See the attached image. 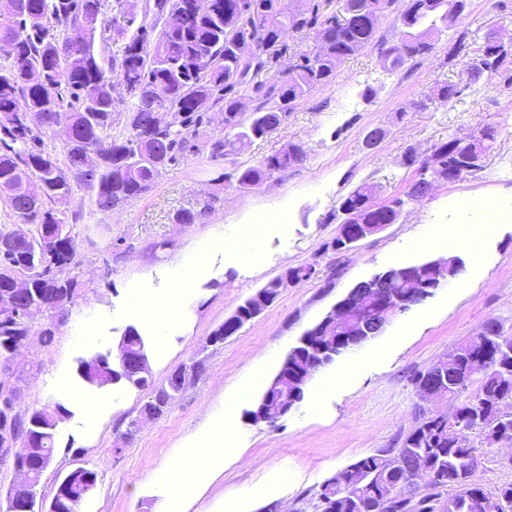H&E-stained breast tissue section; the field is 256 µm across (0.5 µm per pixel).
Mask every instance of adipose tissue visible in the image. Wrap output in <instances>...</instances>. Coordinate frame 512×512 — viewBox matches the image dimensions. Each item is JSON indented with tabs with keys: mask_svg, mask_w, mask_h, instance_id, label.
<instances>
[{
	"mask_svg": "<svg viewBox=\"0 0 512 512\" xmlns=\"http://www.w3.org/2000/svg\"><path fill=\"white\" fill-rule=\"evenodd\" d=\"M483 217L472 204L456 202L448 212V224L440 229L436 238L440 247L448 252L472 247L476 238L470 231L471 225L482 223ZM188 289L175 286L163 293L142 288L135 294L134 310L149 306V317L155 337L167 341L172 329L180 324L185 315V303ZM236 417L233 411H225L222 419L217 420L203 440L202 447L183 449L173 465L174 480L179 497L193 495L200 482L221 469L226 457L235 451Z\"/></svg>",
	"mask_w": 512,
	"mask_h": 512,
	"instance_id": "obj_1",
	"label": "adipose tissue"
}]
</instances>
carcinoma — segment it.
Masks as SVG:
<instances>
[{
    "instance_id": "1",
    "label": "carcinoma",
    "mask_w": 512,
    "mask_h": 512,
    "mask_svg": "<svg viewBox=\"0 0 512 512\" xmlns=\"http://www.w3.org/2000/svg\"><path fill=\"white\" fill-rule=\"evenodd\" d=\"M28 11H11V20L0 26V196L7 215L31 226L25 237L0 231V294L13 292L14 309L0 310V353L14 348L30 335V323L20 315L28 308L43 311L49 342L68 320L80 290V244L73 225L56 208L75 193L89 195L96 208L108 212L147 193L162 170L201 151L200 131L210 124V110L217 107L224 129L235 138L207 142L210 156L222 158L240 152L253 141L277 131L297 102L328 85L337 65L372 43L381 17L400 3L397 20L405 35L380 49V64L391 73L405 70L417 58L433 52L435 38L464 16L457 0H340V7L324 13L311 3L300 11L296 0H211L207 12L188 13L191 0H153L146 3L141 20L126 17L127 0H25ZM23 27L28 38L14 40ZM315 30L313 47L297 53L288 68L271 83L263 79L278 63L283 35L289 31ZM124 44L120 72L106 66L103 49L96 42ZM503 45L488 41L478 48L479 64L470 68L473 79L499 71L506 61ZM128 103L121 138L108 134L116 104L115 86ZM251 89L262 99L250 120L242 118V91ZM463 92L452 83H441L430 100L451 102ZM37 115L32 124L22 108ZM167 107L182 114L172 128H160L155 115ZM70 130L65 140V165H60L48 140L57 127ZM496 131L485 126L466 134H452L436 145L419 167L420 177L407 196L419 197L431 180L448 176V169L466 151L485 158L493 148ZM300 160L290 148L241 166L231 175L235 188L249 191ZM374 186L361 184L343 196L332 219L343 224H394L404 200L373 208ZM211 209L206 202L197 210L176 215L179 224H194ZM424 269L423 275L440 287L460 267L402 266L391 268V292L404 297L401 278ZM274 279L237 307L239 323L253 318V311L273 304L279 296ZM124 334L137 357L148 359L147 342L130 326ZM492 351L500 356L476 364L465 349L466 341L445 354L446 361L433 372L448 392V410L440 421H419L400 436L395 446L381 448L327 479L321 486L316 512H435L432 503L450 499L448 512H512V482L486 489L467 472L474 452H487L491 436L483 425L494 423L512 437V333L494 320ZM318 344L297 343L288 360L315 357ZM79 361L77 376L89 389L115 384L149 391L141 411L160 416L185 386V367L154 384L150 374L135 367L112 369L103 382L88 374ZM72 416L61 401L30 412L0 418V432L14 435L22 462L40 480L53 458L59 423ZM435 470L439 487L403 505L383 506L390 486L404 484L414 463ZM96 483V472L83 467L68 472L58 484L55 498L59 512H78L85 498L82 487Z\"/></svg>"
}]
</instances>
